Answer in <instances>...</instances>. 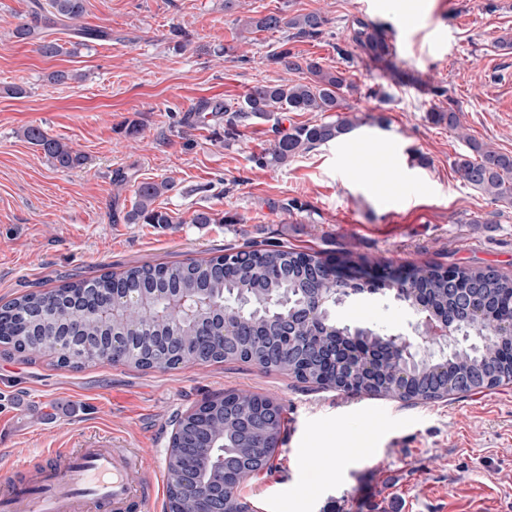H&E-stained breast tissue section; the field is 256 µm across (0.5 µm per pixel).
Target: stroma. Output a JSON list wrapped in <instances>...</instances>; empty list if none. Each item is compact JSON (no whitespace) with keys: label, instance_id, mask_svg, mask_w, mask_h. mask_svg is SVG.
Returning <instances> with one entry per match:
<instances>
[{"label":"stroma","instance_id":"1","mask_svg":"<svg viewBox=\"0 0 512 512\" xmlns=\"http://www.w3.org/2000/svg\"><path fill=\"white\" fill-rule=\"evenodd\" d=\"M86 0L80 23L111 37L46 57L11 32L29 0H0V302L129 267L187 262L275 243L307 252L438 262L512 276V205L467 184L453 167L469 141L512 154V0ZM422 20L405 29L407 11ZM319 12L299 57L345 72L343 103L365 124L287 165L251 161L275 128L326 120L282 112L224 135V113L261 83L302 80L271 63L284 32L242 30L241 18ZM394 44L398 79L366 66L355 20ZM56 71L79 82L53 81ZM23 87L20 95L11 94ZM453 110L460 129L432 123ZM42 127L87 157L55 168L23 137ZM170 181L157 198L167 224H132L144 181ZM230 216L196 224L195 213ZM342 317L410 332L414 316L390 295L359 294ZM249 390L283 407L273 467L242 486L257 512H512V383L435 402L349 396L247 363L138 370L91 363L73 370L0 346V461L21 465L42 448H86L100 438L140 448L167 480L176 420L205 400ZM43 408L42 420L21 401ZM345 449L342 469L333 456Z\"/></svg>","mask_w":512,"mask_h":512}]
</instances>
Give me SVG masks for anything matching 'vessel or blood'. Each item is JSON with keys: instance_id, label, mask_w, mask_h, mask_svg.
<instances>
[{"instance_id": "obj_1", "label": "vessel or blood", "mask_w": 512, "mask_h": 512, "mask_svg": "<svg viewBox=\"0 0 512 512\" xmlns=\"http://www.w3.org/2000/svg\"><path fill=\"white\" fill-rule=\"evenodd\" d=\"M49 465L0 476V512H143L160 487L129 448H54Z\"/></svg>"}]
</instances>
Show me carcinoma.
I'll return each instance as SVG.
<instances>
[{
  "label": "carcinoma",
  "mask_w": 512,
  "mask_h": 512,
  "mask_svg": "<svg viewBox=\"0 0 512 512\" xmlns=\"http://www.w3.org/2000/svg\"><path fill=\"white\" fill-rule=\"evenodd\" d=\"M86 0H31L30 20L18 24L14 38L36 46L45 57L64 53V47L48 40V31L57 24L74 21L85 13ZM326 19L318 13L287 17L270 13L250 17L244 27L253 31L288 30L291 38L316 40L323 34ZM76 45L86 47L90 41L110 38V33L95 28H80L75 32ZM352 41L362 57L373 64L392 66L394 57L384 30L365 20L356 22ZM271 61L288 70L304 69L309 78L292 84H260L252 87L243 101L234 106L217 103L214 112H230V124L246 123L254 118L268 120L276 112H334L336 118L315 124L292 127L288 132L276 131V137L263 153L254 158L262 170L288 164V161L311 149L339 140L349 134L362 119L346 112L340 91L348 86L341 71H330L317 60H298L283 40ZM436 124L458 127L455 113L433 108L428 113ZM23 137L40 147L54 167L63 170L80 168L86 157L68 144L50 137L38 126L24 129ZM472 157L460 154L454 166L472 187L496 200L512 203V155L488 148L476 141L468 142ZM171 189V184L146 181L136 189L135 207L129 214L132 224H169L168 214L154 208L155 200ZM358 272H376L382 279H400L401 292L395 297L414 312V301L421 295L435 310L443 312L452 304L448 269L437 263L407 264L392 270L374 261L342 260ZM457 287L472 288L480 296L481 307L466 313L458 312L455 323L460 334L477 336L479 341L464 347L439 349L430 333L428 346L413 360L394 352L400 333L384 326H360L340 320L333 307L343 299L362 291L336 274V271L316 254L297 251L280 245L239 250L187 264L172 263L130 267L120 274L99 278L78 279L50 291H30L0 307V344L30 357L52 356L64 366L79 367L89 361H103L76 344L62 342L59 331L68 326L80 329V335L90 341L115 339L122 350L112 362H122L136 368H174L179 364H206L242 361L263 370H281L295 375L304 383H313L341 391L347 395H371L389 399H406L396 391L398 375L409 374L408 386L421 400H439L457 393L456 379L469 376L477 380L473 389L493 388L512 381V336L499 334L498 319L512 298V279L491 269L454 267ZM88 288H110L116 302H122L129 292L138 297L126 307L125 317L102 321L73 304V298ZM201 293L214 302L224 304V323L243 327L251 322L267 329L263 339L256 341L242 335L235 345L224 350L203 352L198 347V325L193 316L181 312L159 315L169 304L170 295ZM309 307L311 317L293 323L292 333L306 342L307 349L299 357L286 352L275 353L280 344L278 314L284 309ZM344 336L356 337L363 353L372 359L351 357L338 366L336 375L325 378L327 363L320 357L332 342ZM233 406L227 408L221 398L209 402L207 413L177 419L180 437L173 442L183 448L199 438L215 444L213 458L224 457V478L228 486L224 497V512H242L244 504L239 494L240 474L247 470L263 471L273 466L274 454L280 441L283 419L281 409L276 417L258 420L245 434L241 423L256 415L261 402L271 399L240 391L232 393Z\"/></svg>",
  "instance_id": "1"
}]
</instances>
